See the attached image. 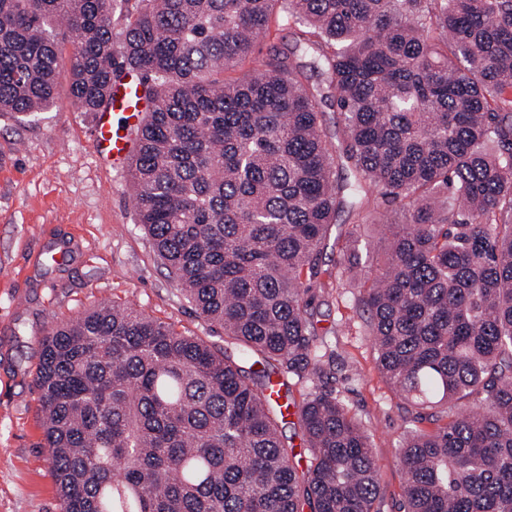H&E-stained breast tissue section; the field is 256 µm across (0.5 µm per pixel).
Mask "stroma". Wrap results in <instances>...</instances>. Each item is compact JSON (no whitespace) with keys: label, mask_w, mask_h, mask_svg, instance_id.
I'll use <instances>...</instances> for the list:
<instances>
[{"label":"stroma","mask_w":512,"mask_h":512,"mask_svg":"<svg viewBox=\"0 0 512 512\" xmlns=\"http://www.w3.org/2000/svg\"><path fill=\"white\" fill-rule=\"evenodd\" d=\"M91 128L64 83L51 111L0 114V512H60L34 387L46 327L115 301L224 344L161 265L137 222L128 171L100 161ZM384 238L383 225L344 212L329 228L341 246L353 239L370 249ZM310 286L327 361L322 377L293 384L294 398L326 390L344 403L370 437L380 510L398 512L406 475L397 451L417 410L381 371L353 289L336 285L335 254Z\"/></svg>","instance_id":"35a3bbf8"}]
</instances>
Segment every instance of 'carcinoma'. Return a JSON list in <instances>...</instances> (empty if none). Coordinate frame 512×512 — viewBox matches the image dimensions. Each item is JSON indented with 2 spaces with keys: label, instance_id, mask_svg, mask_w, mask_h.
<instances>
[{
  "label": "carcinoma",
  "instance_id": "1",
  "mask_svg": "<svg viewBox=\"0 0 512 512\" xmlns=\"http://www.w3.org/2000/svg\"><path fill=\"white\" fill-rule=\"evenodd\" d=\"M115 2L0 0V112L56 106L60 25L78 111L142 75L137 220L228 347L114 302L51 325L35 382L61 512H379L367 433L290 391L324 371L307 281L332 219L366 224L372 200L394 207L386 248H341L336 286L407 400L479 403L409 431L400 512H512V0H138L118 35ZM273 20L298 39L257 57Z\"/></svg>",
  "mask_w": 512,
  "mask_h": 512
}]
</instances>
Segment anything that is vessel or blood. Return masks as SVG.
<instances>
[{
  "mask_svg": "<svg viewBox=\"0 0 512 512\" xmlns=\"http://www.w3.org/2000/svg\"><path fill=\"white\" fill-rule=\"evenodd\" d=\"M145 103L139 77L130 75L113 86L110 108L96 113L92 137L98 152L113 166L129 165L136 148L134 130Z\"/></svg>",
  "mask_w": 512,
  "mask_h": 512,
  "instance_id": "1",
  "label": "vessel or blood"
}]
</instances>
